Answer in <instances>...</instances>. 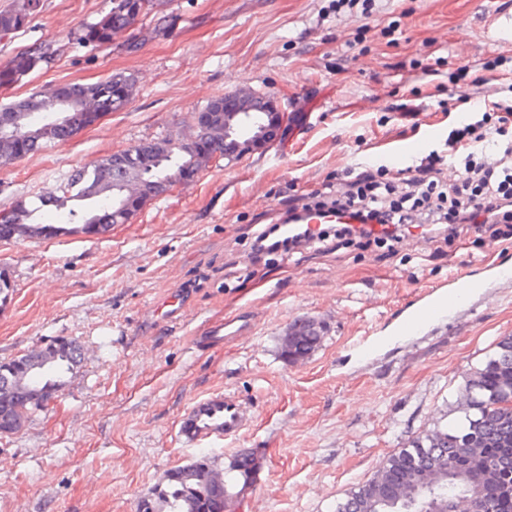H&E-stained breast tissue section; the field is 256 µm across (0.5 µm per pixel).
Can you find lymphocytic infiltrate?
I'll return each instance as SVG.
<instances>
[{"label":"lymphocytic infiltrate","instance_id":"1","mask_svg":"<svg viewBox=\"0 0 512 512\" xmlns=\"http://www.w3.org/2000/svg\"><path fill=\"white\" fill-rule=\"evenodd\" d=\"M487 119L461 120L449 149L469 146L460 163V178L445 191V204L435 203L437 176L444 164L442 156L401 171L398 182L380 181L377 174L363 172L359 185L346 184L322 195V203L351 211L355 221L341 227L342 235L365 242H399L403 230L417 224L428 227L434 238L451 240L463 232L479 228L499 239L512 238V141L501 146L499 169L478 161L476 148L486 139ZM326 232L313 236L280 238L277 225L270 224L253 240L252 252L260 256L278 251L297 253L315 243H324Z\"/></svg>","mask_w":512,"mask_h":512}]
</instances>
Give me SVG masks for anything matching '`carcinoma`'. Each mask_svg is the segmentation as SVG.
Instances as JSON below:
<instances>
[{"label":"carcinoma","mask_w":512,"mask_h":512,"mask_svg":"<svg viewBox=\"0 0 512 512\" xmlns=\"http://www.w3.org/2000/svg\"><path fill=\"white\" fill-rule=\"evenodd\" d=\"M41 0H12L0 10V41L12 39L41 9ZM169 0H110V9L94 22L73 31L67 43L102 47L125 36L129 51L139 47L137 34L127 33L135 22L167 32L176 16L168 11ZM64 45L40 42L18 52L0 67V87L16 82L36 66L64 53ZM134 80L115 73L94 84L71 85L73 93L91 101L93 111L104 116L121 110L131 101ZM1 112H25L17 132L28 136L27 152L34 154L46 144L75 136L88 123L75 112L67 125H58L42 102L15 101ZM144 174L159 183L153 198L171 191L175 169L187 154L171 137ZM139 157L121 150L88 166L72 170L63 180L43 190L35 199L19 202V213L0 221V241L16 238L51 239L84 233L95 225L96 234L112 230L123 219L112 207V187L127 170L138 166ZM67 215V223L44 222L48 213ZM323 335L320 323L306 320L292 326L285 356L292 359L311 353ZM82 351L69 338L52 340L39 350L0 362V428L39 410L77 373ZM458 412L462 422L427 430L390 454L372 476L340 504L336 512H512V334L499 338L489 355L467 380ZM213 464L208 455L174 469L164 477L165 486L154 497L141 501L139 512H224V482L214 485Z\"/></svg>","instance_id":"1"}]
</instances>
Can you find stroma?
<instances>
[{
  "label": "stroma",
  "instance_id": "obj_1",
  "mask_svg": "<svg viewBox=\"0 0 512 512\" xmlns=\"http://www.w3.org/2000/svg\"><path fill=\"white\" fill-rule=\"evenodd\" d=\"M0 66L39 42H65L108 0H41ZM170 32L136 26L139 48L73 47L40 64L0 106L115 72L134 78L131 102L65 142L0 166V211L77 167L169 134L185 138L215 97L248 89L285 114L262 152L211 160L188 184L150 201L98 236L0 241L15 284L0 310V361L65 337L83 360L74 379L18 431L0 434V512H139L173 467L209 455L217 468L251 451L260 478L234 512H335L390 454L458 416L469 374L512 333V239L421 236L398 247L309 248L254 259L251 241L289 200L357 173L447 153L470 106L480 61L512 49L497 29L512 0H171ZM423 139L419 151L392 160ZM464 271L482 281L467 304L415 336L389 340L418 295ZM187 304L159 321L167 294ZM249 310L251 335L213 350L195 338L224 315ZM322 323L305 358L281 353L288 328ZM385 342L362 357L352 344ZM230 392L253 417L240 438L190 445L179 417L209 394Z\"/></svg>",
  "mask_w": 512,
  "mask_h": 512
}]
</instances>
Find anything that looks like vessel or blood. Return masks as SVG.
Listing matches in <instances>:
<instances>
[{
    "label": "vessel or blood",
    "mask_w": 512,
    "mask_h": 512,
    "mask_svg": "<svg viewBox=\"0 0 512 512\" xmlns=\"http://www.w3.org/2000/svg\"><path fill=\"white\" fill-rule=\"evenodd\" d=\"M354 218L344 209L298 210L294 221L281 224L280 236H297L303 225L350 224ZM473 293L469 278L456 274L448 290L423 294L418 306L406 314L397 324L396 330L403 335L416 334L430 321L448 316ZM253 321L249 312L241 311L225 317L203 336L204 345L216 348L238 341L250 335ZM251 417L243 400L231 393L215 394L196 402L180 419L179 432L186 442L195 444L207 438L233 440L241 436Z\"/></svg>",
    "instance_id": "vessel-or-blood-1"
}]
</instances>
